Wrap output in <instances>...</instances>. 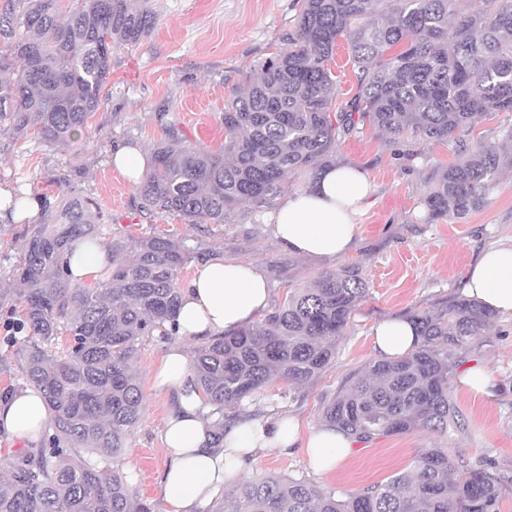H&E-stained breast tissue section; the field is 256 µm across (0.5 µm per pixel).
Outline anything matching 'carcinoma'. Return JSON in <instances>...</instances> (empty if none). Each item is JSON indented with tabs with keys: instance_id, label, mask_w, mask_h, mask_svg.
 I'll return each instance as SVG.
<instances>
[{
	"instance_id": "carcinoma-1",
	"label": "carcinoma",
	"mask_w": 512,
	"mask_h": 512,
	"mask_svg": "<svg viewBox=\"0 0 512 512\" xmlns=\"http://www.w3.org/2000/svg\"><path fill=\"white\" fill-rule=\"evenodd\" d=\"M134 0H7L0 10V119L17 134L32 121L47 145L65 147L101 103L112 44L149 36L156 16ZM302 0L282 48L224 104V145L208 152L173 137L157 145L137 187L142 207L191 224H222L241 203L255 209L288 191L290 179L329 166L336 143L369 125L397 140L446 143L492 112H512V0ZM347 41L358 90L338 112L329 62ZM422 199L430 221L463 219L487 203L512 129L470 148ZM100 214L70 198L36 225L0 288L8 309L4 342L17 347L23 380L48 411L38 445L0 457V512H151L119 468L139 425L144 396L132 366L140 342L180 306L178 275L189 254L160 235L112 237V266L95 284H75L71 244L95 237ZM369 291L356 267L293 288L259 322L207 340L189 383L228 422L244 401L278 379L309 382L332 364L336 341ZM498 315L457 296L410 316L418 346L375 360L323 409L325 425L358 444L427 429L462 428L451 401L460 349ZM28 331L26 339L18 334ZM512 475L427 448L406 471L346 498L304 479L264 476L237 484L210 512H500Z\"/></svg>"
}]
</instances>
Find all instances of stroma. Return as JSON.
I'll return each instance as SVG.
<instances>
[{"label": "stroma", "mask_w": 512, "mask_h": 512, "mask_svg": "<svg viewBox=\"0 0 512 512\" xmlns=\"http://www.w3.org/2000/svg\"><path fill=\"white\" fill-rule=\"evenodd\" d=\"M157 17L153 32L133 45L112 47V71L100 108L76 132L68 148H53L35 130L13 133L0 119V188L23 185L50 205L69 197L91 199L102 215V239L161 234L191 254L178 276L187 286L198 265L221 255L254 265L269 276L271 300H284L290 289L313 285L320 274L358 267L370 290L337 342L336 357L320 377L297 385L277 380L249 400L254 412L279 411L297 416L305 426L323 423V409L351 377L377 360L375 325L439 307L462 294L464 279L480 251L512 241V167H505L487 204L466 219L428 222L422 199L438 176L458 159L456 142L395 143L373 128L338 142L334 160L363 169L376 187L350 253L326 258L298 255L272 240L262 213L243 204L220 224H191L178 214L144 210L135 184L107 163L115 145H140L152 155L170 134L216 151L224 143V103L237 87L253 78L259 63L281 47L280 36L292 29L301 0H150ZM409 159H396V151ZM34 222L15 224L0 218V273L20 259ZM160 336L143 339L133 360L144 395L143 417L129 439L120 467L152 512H165L160 485L166 464L162 435L172 404L154 388V374L167 347ZM460 368L484 365L489 383L478 391L459 380L451 398L465 425L450 437L427 430L385 436L355 445L336 470L313 471L301 449L260 451L251 477L304 478L323 490L346 496L386 482L409 469L423 449L452 448L474 460L487 454L498 468L512 471V315L462 349Z\"/></svg>", "instance_id": "stroma-1"}]
</instances>
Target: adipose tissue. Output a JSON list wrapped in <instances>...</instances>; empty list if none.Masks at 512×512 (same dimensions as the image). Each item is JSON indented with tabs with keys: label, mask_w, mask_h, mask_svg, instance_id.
<instances>
[{
	"label": "adipose tissue",
	"mask_w": 512,
	"mask_h": 512,
	"mask_svg": "<svg viewBox=\"0 0 512 512\" xmlns=\"http://www.w3.org/2000/svg\"><path fill=\"white\" fill-rule=\"evenodd\" d=\"M373 192L359 168L339 163L319 172L312 185L284 198L265 215L273 240L294 253L322 257L347 255L358 219ZM110 258L96 239L73 244L71 280L85 284L99 280ZM468 297L503 315H512V242L487 247L471 267L465 282ZM270 300L267 276L249 264L215 257L200 264L185 291L176 316L178 343L172 344L155 375V387L171 392L175 401L163 433L168 466L162 485L167 512H199L231 489L247 473L249 459L264 448L302 446L309 464L320 473L336 469L354 443L327 427L302 431L288 416L250 417L220 424L200 396H186L190 371L181 338H209L252 324ZM380 357L393 359L414 349L418 338L409 319L392 318L375 328ZM46 407L34 390L0 401V428L28 439L43 429ZM223 427L221 447H214L216 427Z\"/></svg>",
	"instance_id": "ef3b65f1"
}]
</instances>
